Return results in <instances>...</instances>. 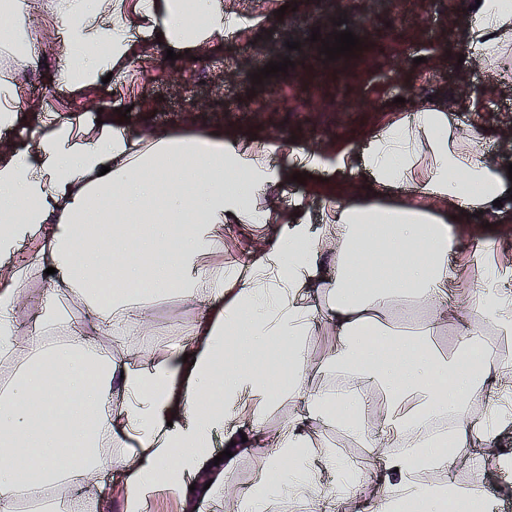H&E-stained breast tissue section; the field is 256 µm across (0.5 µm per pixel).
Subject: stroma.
Listing matches in <instances>:
<instances>
[{
	"label": "stroma",
	"instance_id": "1",
	"mask_svg": "<svg viewBox=\"0 0 512 512\" xmlns=\"http://www.w3.org/2000/svg\"><path fill=\"white\" fill-rule=\"evenodd\" d=\"M226 12L244 17L248 24L234 36L215 40L199 59L190 54L171 61L164 55L133 59L94 94L73 89L64 80L66 62L56 54L59 30L50 18L49 0H31L27 35L44 53V67L23 69L0 53V77L13 78L21 104L60 121L79 115L111 111L113 104L128 107L127 127L139 133L163 128L177 135L219 129L241 134L266 133L277 144L288 143L315 150L322 162L296 185L300 210L318 218L324 197L341 184L360 187L364 175L339 167L348 147L364 148L383 126L396 122L420 103L434 99L455 102L465 96L472 111L461 114L465 123L477 122L490 159L512 164V143L503 127L512 118V82L495 84L471 60H460L458 26L466 0H398L397 5H374L370 0H339L336 18L359 37L362 48L347 58H321L306 62L316 27L320 0H223ZM299 42L296 50L288 41ZM290 59L284 78L255 83L254 73L269 62ZM455 263H466L459 287L477 285L483 270L471 261L473 241L484 237L501 247H512V221L479 217L455 226ZM256 244L254 233L242 225L224 227V244L215 262L232 268L249 257ZM203 300H189L174 292L148 298L143 313H132L122 328L109 332L90 329V319L79 305L68 309L67 327L49 332L48 342L61 343L78 335L105 351L128 349L136 364L145 368L162 361L176 342H188L187 326L203 309ZM327 441L337 457L359 458L355 472L364 498L385 497L369 481L383 459L339 430H329ZM129 440H102L98 454L105 467L96 482L86 512H121L114 489L122 465L132 448ZM271 450L258 447L236 455L224 470L222 490L210 498L209 512H249L248 493L257 491L259 479L271 475ZM425 480L438 487L473 490L482 484L485 496L499 499L497 512H512V485L502 484L478 452L461 456L452 470L429 471Z\"/></svg>",
	"mask_w": 512,
	"mask_h": 512
}]
</instances>
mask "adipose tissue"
Instances as JSON below:
<instances>
[{
    "label": "adipose tissue",
    "instance_id": "ef3b65f1",
    "mask_svg": "<svg viewBox=\"0 0 512 512\" xmlns=\"http://www.w3.org/2000/svg\"><path fill=\"white\" fill-rule=\"evenodd\" d=\"M63 33L59 52L70 60L66 82L98 89L105 72L139 56L135 31L156 32L159 49L199 51L238 27L222 0H51ZM461 50L487 74L512 77V0H481L458 31ZM434 103L382 129L361 156L343 165L364 170L369 198L331 195L320 228L306 215L266 201L283 188L296 164L315 167V153L275 150L259 134L214 131L177 136L153 128L128 134L117 112L78 123H47L23 113L15 87L0 80V126L27 122L26 142L0 151V358L19 337L31 356L0 389V452H26L24 472L0 464V512H12L20 485L68 477L80 496L93 494L101 468L100 434L135 441L126 456L118 495L123 512H145L158 492L187 495L206 470L216 437L237 440L244 421L258 422L254 399L272 385L258 367L264 347L285 351L288 392L305 414L273 437L274 470L290 495L310 497L329 512L319 485L336 474L348 494V462L325 445L327 427L362 447L381 450L378 480L397 490L392 501H370L366 512H441L444 491L420 471L452 469L463 449L490 451L512 423V361L482 352L485 329L512 335V250L479 238L483 277L474 290L445 305L456 277L448 256L451 228L477 213L512 215V178L482 149L477 126L454 123L467 111ZM248 224L264 241L245 267L224 269L212 256L225 224ZM42 234L41 256L23 262L21 244ZM333 262L334 277L324 275ZM53 268L37 324L24 325L19 302L36 272ZM207 292V311L192 327L193 346H172L152 367L128 355H103L81 338L42 343L43 330L63 323L67 303L86 307L98 327L139 302L140 284ZM413 300L429 315L415 334L391 330L393 304ZM331 328L330 361L361 365L354 379L365 400L381 381L391 390L379 411L380 435L366 430L361 403L336 400L308 383L304 351L316 321ZM458 326L455 353L430 342L447 324ZM194 361H186L187 351ZM122 396L113 400L112 386ZM482 401L486 419L469 409Z\"/></svg>",
    "mask_w": 512,
    "mask_h": 512
}]
</instances>
